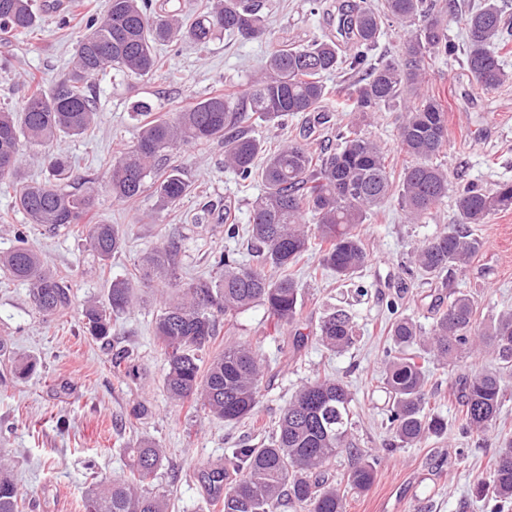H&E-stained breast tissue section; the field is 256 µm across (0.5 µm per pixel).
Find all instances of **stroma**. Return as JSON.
<instances>
[{"mask_svg":"<svg viewBox=\"0 0 512 512\" xmlns=\"http://www.w3.org/2000/svg\"><path fill=\"white\" fill-rule=\"evenodd\" d=\"M46 2L48 10L34 33L0 42V107L22 106L27 76H36L47 88L67 73L74 41L69 29L60 26V17L78 22L106 7V0ZM334 3L326 0L319 8L313 0H265L267 39L239 40L220 33L203 50L189 42L162 45V67L152 77L113 71L95 77V128L82 136L60 137L55 152L67 157L77 176L104 180L119 148L137 138L138 126L130 116L133 101H149L156 112L170 115L215 89L243 88L272 47L306 45L325 35L338 38L337 19L326 13ZM358 79L347 69L328 75L333 98L325 104L326 122L304 112L275 129L255 126L254 136L269 147L303 139L317 150L335 143L338 128L352 124L385 148L396 165L391 176L399 178L405 160L397 141L399 107L384 106L365 116L336 104ZM427 87L448 108V144L440 160L451 184L512 180V85L483 91L458 62L437 58L427 66ZM169 162L194 185L176 208L158 209L149 191L119 203L100 195L98 220L114 225L123 238L119 252L106 262L87 249L79 228L48 232L27 223L13 207L11 188L0 183V254L15 246L16 231H24L45 266L72 294L70 307L47 320L33 309L27 286L0 270V458L13 468L22 512H82L81 494L91 480L122 474L123 450L139 438L156 441L166 453L154 484L170 494L171 512H211L206 473L223 465L228 449L256 444L297 388L317 377L342 380L352 393L358 453L337 456L336 478H346L357 459L378 461L370 489L348 493L346 512H494L493 501L477 499L475 489L501 441L512 438V374L505 378L509 393L495 428L466 435L451 380L492 367L491 358L477 355L444 366L426 357L429 408L448 429L443 436L395 449L387 429L390 401L381 358L391 345L389 301H397L400 313L425 330L441 299L452 292L474 296L483 327L512 309V210L473 225L483 248L467 270L444 283L426 280L410 266L409 256L413 247L453 223L455 208L449 201L413 223L396 199H389L358 228L369 261L353 280L340 281L320 270L318 252L310 250L298 272L304 299L297 323L274 326L265 307L256 305L222 326L216 348L249 343L268 363L256 415L233 424L209 417L199 405L173 403L163 389L164 358L153 327L161 306L175 298L174 288L158 279L152 287H136L133 307L113 320L108 341L92 337L83 324L87 302L105 301L113 280L134 278L140 258L167 239L181 245L179 275L185 282L209 276L219 253L249 260L248 204L261 192V183L241 181L226 171L224 147L217 141L174 149ZM228 212L240 227L233 238L224 231ZM335 306L350 314L355 329L354 344L342 352L326 349L316 335L320 320ZM119 353L128 368L122 376L112 367ZM19 358L37 367L17 382L10 364ZM139 405L145 413L131 420L130 411Z\"/></svg>","mask_w":512,"mask_h":512,"instance_id":"35a3bbf8","label":"stroma"}]
</instances>
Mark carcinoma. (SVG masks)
Returning a JSON list of instances; mask_svg holds the SVG:
<instances>
[{"label": "carcinoma", "mask_w": 512, "mask_h": 512, "mask_svg": "<svg viewBox=\"0 0 512 512\" xmlns=\"http://www.w3.org/2000/svg\"><path fill=\"white\" fill-rule=\"evenodd\" d=\"M170 0H107L100 16L89 17L76 37L67 74L45 90L34 81L20 111L0 109V181L10 180L15 205L30 224L50 231L82 224L90 251L106 261L121 248L111 224L95 221L99 189L89 178L72 176L67 159L50 151L62 135L80 136L94 125L96 100L88 82L109 70L150 77L158 71L156 45L188 39L205 48L216 32L254 40L265 32L264 0H200L195 11L169 7ZM47 4L34 0H0V37L37 28ZM458 11L455 0H350L341 16L344 32L352 35V53L343 56L336 40L325 37L305 47L277 46L262 69L239 92L215 93L172 117L154 113L138 101L136 143L120 152L108 172L104 189L114 200L137 199L152 188L160 208L179 205L192 192L183 172L173 167L155 177L167 152L180 146L224 143V167L241 180H261L262 192L251 203L249 234L253 259L241 263L230 254L216 257V277L179 283L178 243L172 241L142 258L144 286L159 276L178 287L179 297L154 321L155 336L166 371L163 385L176 403L192 402L210 416L237 422L255 415L262 397L265 360L249 344H228L213 351L222 319L259 303L278 326L297 322L303 288L294 267L317 241L320 267L349 279L368 262L357 228L393 194L387 154L381 145L356 129L339 130L338 145L320 154L294 141L273 152L251 135L253 125L281 124L301 112H320L331 90L326 78L342 64L366 70L354 86L348 107L375 112L381 106L407 103L398 118L401 151L411 161L398 185L400 207L412 220L421 218L453 193L456 223L425 241L413 253V263L425 275L463 271L481 249L467 226L484 224L498 212L512 209V181L492 188L466 183L450 189L448 169L435 159L448 143V113L440 100L424 93L428 61L450 59L458 46L448 40L447 19ZM465 29L463 65L479 86L496 90L512 83L504 65L508 24L499 0L462 16ZM406 30L399 57L372 60L385 22ZM49 149V177L42 182L18 179L21 140ZM0 266L27 284L30 300L45 316L71 305L70 288L47 271L37 252L19 233V245L0 255ZM134 286L112 281L105 304L89 303L83 321L91 336L106 339L112 318L133 305ZM477 306L469 293L458 292L439 311L429 335H422L409 317L390 325L393 347L385 351L383 382L391 406L388 423L396 441L414 445L442 435L444 419L429 416L426 371L419 355L406 349L418 345L443 363L484 349L500 366L455 381L463 406L464 430L484 432L495 426L507 387L502 371L512 367V310L502 311L481 330ZM354 339L353 323L344 309H333L319 326V341L341 352ZM352 397L337 379L303 383L291 397L268 443L234 448L224 457L225 468L207 473L213 488L211 505L221 512H278L288 501L296 512H344L347 490L363 491L374 482L376 463L360 461L346 483L333 479L330 465L351 449ZM127 473L99 481L83 493L84 512H168L165 495L148 488L164 464L163 450L151 439L124 448ZM238 477L224 487V469ZM480 494L512 502V439L498 451L488 475L477 486ZM0 512H20V494L8 466L0 461Z\"/></svg>", "instance_id": "obj_1"}]
</instances>
